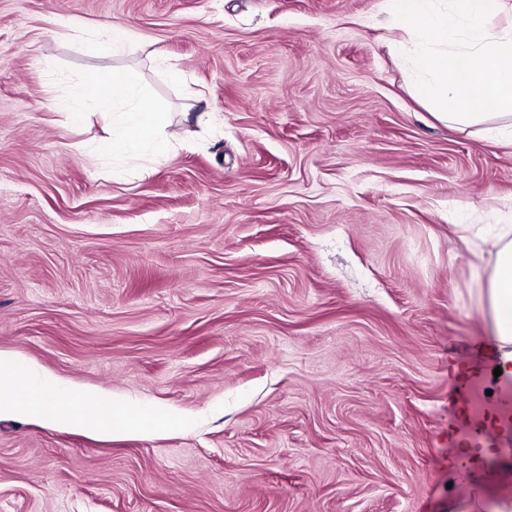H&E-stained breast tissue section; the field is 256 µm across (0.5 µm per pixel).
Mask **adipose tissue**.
<instances>
[{"mask_svg":"<svg viewBox=\"0 0 512 512\" xmlns=\"http://www.w3.org/2000/svg\"><path fill=\"white\" fill-rule=\"evenodd\" d=\"M81 95L111 111L118 127L112 140L100 144L101 152L133 156L148 146L159 153L167 149V141L157 136L165 123L163 113L138 90L127 71L116 69L106 78L87 74L81 83ZM483 244L493 257V265L480 297L486 302L497 344L496 364L503 375L512 376V225H498ZM63 393V387L45 383L30 392L0 397V413L34 412L47 419L65 415L72 424L92 428L99 427V414L105 409L111 411L113 419L131 421L136 429L177 421L168 412L141 413L123 400L99 391L85 395L74 405L64 400Z\"/></svg>","mask_w":512,"mask_h":512,"instance_id":"1","label":"adipose tissue"}]
</instances>
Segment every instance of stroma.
I'll list each match as a JSON object with an SVG mask.
<instances>
[{
  "label": "stroma",
  "mask_w": 512,
  "mask_h": 512,
  "mask_svg": "<svg viewBox=\"0 0 512 512\" xmlns=\"http://www.w3.org/2000/svg\"><path fill=\"white\" fill-rule=\"evenodd\" d=\"M401 37L388 0H0V350L188 421L2 417L0 512H512L471 264L512 142L413 98ZM116 67L167 154L98 156L111 118L55 106ZM134 40L133 33L123 28H112L105 31L101 39L93 44L96 51L120 52Z\"/></svg>",
  "instance_id": "stroma-1"
}]
</instances>
